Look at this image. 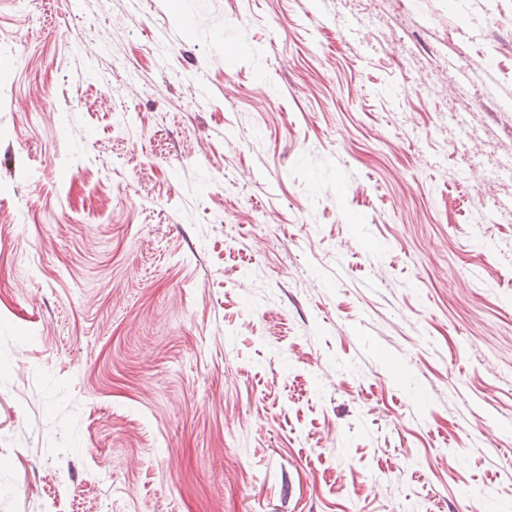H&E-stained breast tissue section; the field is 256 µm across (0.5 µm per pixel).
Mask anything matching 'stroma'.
<instances>
[{"instance_id": "stroma-1", "label": "stroma", "mask_w": 512, "mask_h": 512, "mask_svg": "<svg viewBox=\"0 0 512 512\" xmlns=\"http://www.w3.org/2000/svg\"><path fill=\"white\" fill-rule=\"evenodd\" d=\"M0 213V512H512V0H0Z\"/></svg>"}]
</instances>
